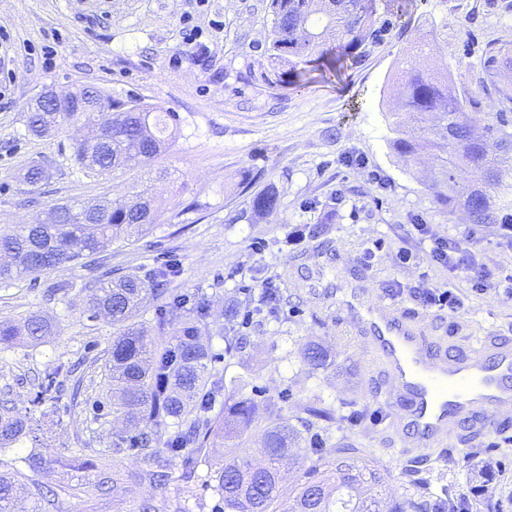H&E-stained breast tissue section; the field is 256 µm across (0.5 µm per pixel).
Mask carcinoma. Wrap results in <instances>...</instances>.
Instances as JSON below:
<instances>
[{
	"instance_id": "carcinoma-1",
	"label": "carcinoma",
	"mask_w": 512,
	"mask_h": 512,
	"mask_svg": "<svg viewBox=\"0 0 512 512\" xmlns=\"http://www.w3.org/2000/svg\"><path fill=\"white\" fill-rule=\"evenodd\" d=\"M273 15L264 47L265 65L260 78L270 86H299L313 71L340 74L361 62L383 40L377 25L374 0H269ZM421 47L401 69L392 88L390 113L397 137L393 150L407 167L416 169L422 156L431 154L438 168L424 182L434 201L453 212L465 210L475 226L512 224V183L503 173L512 167V82L496 87L500 109L484 111L472 93L448 88V71L432 68ZM89 108L112 110V122L100 137L74 144V158L86 173L103 175L139 156L151 161L167 152L177 139L171 116L139 99H116L96 93ZM91 118L89 112H30L27 133L51 136L70 122ZM158 220L154 197L146 189L133 192L123 203L106 204L96 213L91 205L60 204L55 220L0 229V284L23 276L39 275L97 255L114 242H132L149 234ZM175 270L161 267L147 277L134 273L85 284L87 318L108 319L117 329L104 365L112 416L126 421L113 441L119 455L134 448L149 464L135 472L112 469L100 461L74 456L81 470L96 472V479L74 486L83 497L118 493L128 484L165 482L172 478L168 461L182 459L177 476L191 487L200 467L209 470L223 512H404L389 505L382 475L336 449L333 483L306 478L284 494L280 464L299 465L323 453L325 440L304 433L309 421L297 427L278 418L266 427L259 453L264 463L252 461L248 431L258 410L271 409L251 398L234 400L245 386L241 376L226 381L214 377L213 354L204 343L201 324L208 317L204 300L184 310L186 299L175 296L154 308L160 295L156 285ZM280 304L278 291L263 289L260 313ZM154 313V335L145 334L138 318ZM240 310L224 308L225 351L240 349ZM59 324L33 312L15 324L0 323V344L21 339L35 347L56 336ZM298 352L308 366L326 362L322 345L306 342ZM63 366L45 374L37 384L30 406L21 410L0 399V450L13 448L27 437L34 412L56 399L54 379ZM46 467L41 453L22 458V467L0 472V512H46L43 486L36 480ZM413 512H462L460 505L436 496L408 498Z\"/></svg>"
}]
</instances>
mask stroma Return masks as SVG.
I'll return each instance as SVG.
<instances>
[{
    "label": "stroma",
    "instance_id": "obj_1",
    "mask_svg": "<svg viewBox=\"0 0 512 512\" xmlns=\"http://www.w3.org/2000/svg\"><path fill=\"white\" fill-rule=\"evenodd\" d=\"M269 0H0V227L45 217L57 204H92L125 195L129 185L155 180L160 217L139 241L113 243L106 267L145 275L162 261L178 272L168 288L210 305L206 333L213 373L246 374L245 397L276 401L296 422L314 395L331 408L346 402L364 411L359 425L319 421L311 433L328 447L354 446L405 500L412 484L430 494L467 502L471 512H512V406L494 408L496 433L461 445L451 439L440 456L420 457L391 427V378L371 361L369 319L354 311L386 302L406 322L422 324L431 342L462 354L478 342L512 341V300L488 290L468 296L464 278L420 256L401 267L400 248H416L413 223L431 234L471 238L489 281L512 275V240L498 224L471 228L462 214L439 206L393 151L387 112L400 61L419 42L447 64L457 89L485 100L488 56L512 49V0H376L387 30L379 46L331 81L313 75L297 89L273 88L258 74L271 26ZM93 85L174 113L178 137L149 163L103 176L83 172L73 156L85 129L63 127L50 137L26 133L29 103L45 88L64 92ZM33 164L45 177L30 189L22 177ZM278 196L269 212L252 207L261 191ZM82 265L0 285V321L31 312L61 320V332L29 347L0 350V395L18 407L32 397L30 382L46 368L82 361L80 397L63 382L57 402L35 414L36 445L53 464L40 480L54 490L50 512H137L154 500L160 512H218L210 484L184 494L176 481L147 482L122 494L87 500L72 496L84 474L69 467L73 450L135 471L134 450L113 455L119 427L101 375L116 334L103 320L69 315L82 307ZM278 288L276 317H253L242 327L245 347L224 350V306L247 311L264 285ZM422 286H447L468 297L454 318L423 307ZM316 341L327 362L312 370L297 354L298 340Z\"/></svg>",
    "mask_w": 512,
    "mask_h": 512
}]
</instances>
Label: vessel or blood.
<instances>
[{
	"label": "vessel or blood",
	"mask_w": 512,
	"mask_h": 512,
	"mask_svg": "<svg viewBox=\"0 0 512 512\" xmlns=\"http://www.w3.org/2000/svg\"><path fill=\"white\" fill-rule=\"evenodd\" d=\"M379 308L371 322V343L394 381L391 396L399 405L396 423L426 456L441 453L449 430L477 421L480 431L493 430L484 412L512 403V348L481 343L466 355L429 349L423 328Z\"/></svg>",
	"instance_id": "1"
}]
</instances>
